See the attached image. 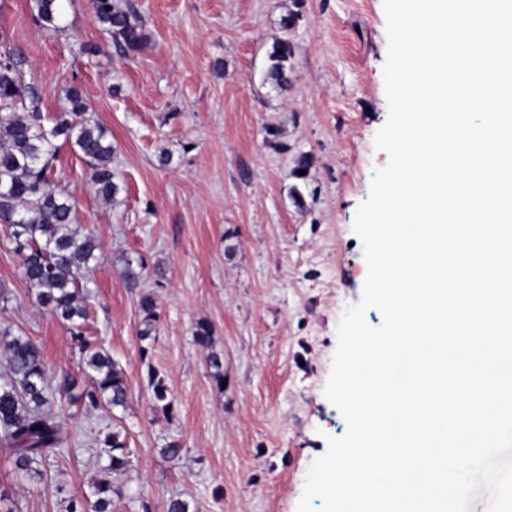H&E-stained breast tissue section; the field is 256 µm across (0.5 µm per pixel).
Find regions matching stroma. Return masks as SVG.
<instances>
[{"label":"stroma","instance_id":"obj_1","mask_svg":"<svg viewBox=\"0 0 512 512\" xmlns=\"http://www.w3.org/2000/svg\"><path fill=\"white\" fill-rule=\"evenodd\" d=\"M134 3L148 39L125 53L87 0H62L60 32L41 27L28 0H0V43L36 78L42 112L55 116L79 86L114 149V201L96 196L89 166L69 148L52 176L76 200L81 230L102 242L85 327L129 387L121 424L131 456L113 477L114 510L166 512L179 496L197 512H297L311 463L348 429L325 388L339 322L368 274L356 212L389 162L374 144L388 117L383 0ZM294 7L303 19L281 91L265 80L267 53ZM303 154L310 167L299 183L291 170ZM295 185L305 208L291 199ZM126 258L144 266L140 288L119 274ZM0 285V327L40 345L54 384L80 374L65 327L36 305L1 225ZM145 293L156 300L157 333L144 356ZM200 321L224 355L220 389L193 340ZM149 362L166 376L172 418L152 409ZM107 422L76 411L67 451L40 480L16 476L0 451V512H64L69 496H91L107 458L88 435ZM172 441L183 448L176 461L161 453Z\"/></svg>","mask_w":512,"mask_h":512}]
</instances>
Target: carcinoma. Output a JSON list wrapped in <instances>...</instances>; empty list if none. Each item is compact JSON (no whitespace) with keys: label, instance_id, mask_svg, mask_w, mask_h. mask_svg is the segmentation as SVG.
I'll return each instance as SVG.
<instances>
[{"label":"carcinoma","instance_id":"carcinoma-1","mask_svg":"<svg viewBox=\"0 0 512 512\" xmlns=\"http://www.w3.org/2000/svg\"><path fill=\"white\" fill-rule=\"evenodd\" d=\"M94 21L119 47L136 52L146 39L144 23L133 0H89ZM37 22L45 29L62 31L61 0H30ZM300 20L290 10L280 20L282 35L268 53L267 78L277 89L290 83L289 61L294 44L289 32ZM40 91L26 81L22 59L15 49L0 50V224L10 229L13 252L20 259L23 278L35 290L36 304L52 313L70 334L78 353L82 377L67 375L62 387L52 390L40 345L27 336L0 329V357L5 371L0 376V443L6 447L16 472L32 477L40 467L60 455L70 441L63 426L67 407L77 404L85 412L126 410L129 391L119 363L93 337L86 335L87 276L102 245L93 232L74 226L76 202L62 188L52 185L53 163L60 145L68 146L90 166L95 193L113 200L121 191L112 170V143L106 130L87 113L79 87L65 91V106L52 125L41 111ZM62 144H57V141ZM144 266L127 259L120 275L127 287H141ZM144 313L140 341L156 333V301L140 298ZM194 343L206 351V360L217 389H224V359L213 350L211 327L195 324ZM147 387L153 410L169 417L173 401L166 377L147 364ZM108 464L94 483L95 500L72 497L64 512H112L113 496L119 495L109 474L129 465L124 429L98 439Z\"/></svg>","mask_w":512,"mask_h":512}]
</instances>
